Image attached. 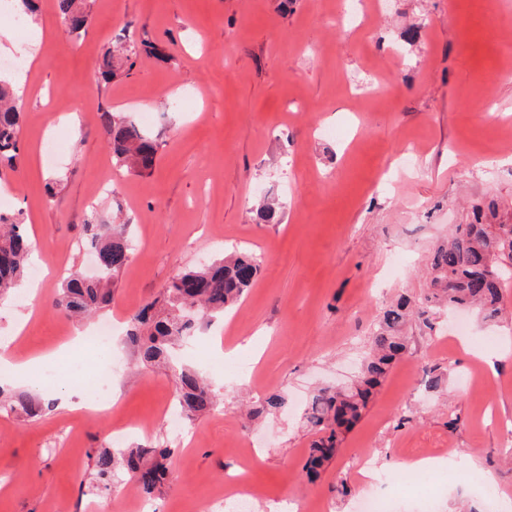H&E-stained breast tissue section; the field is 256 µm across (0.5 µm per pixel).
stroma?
<instances>
[{
  "mask_svg": "<svg viewBox=\"0 0 512 512\" xmlns=\"http://www.w3.org/2000/svg\"><path fill=\"white\" fill-rule=\"evenodd\" d=\"M33 32L44 63L19 78L24 94L21 154L0 171V190L21 211L46 277L36 299L0 298V337L19 356L58 348L84 325L53 307L64 273H94L84 243L91 217L127 226L131 261L104 317L112 341V405L94 415L54 409L23 420L0 413V512H225L227 492L284 512H357L365 490L358 466L375 461L380 495L414 512L391 462L435 448L460 454L465 468L493 475L498 496L483 499L453 481L434 512L475 506L512 512V466L502 453L512 420V356L483 362L512 342V286L500 322L440 308L432 328L412 322L408 354L347 434L315 482L303 466L319 435L305 418L312 392L350 384L385 306L429 286L434 244L475 209L512 211V0H364L337 28L338 0H93L91 23L71 38L55 0H37ZM153 44L157 55L115 61L116 44ZM492 98L496 111L480 104ZM140 121L160 143L146 174L118 167L100 114ZM60 138L55 161L44 145ZM418 147L416 169L401 153ZM54 183L47 195L46 183ZM278 203L260 219L258 203ZM263 258L241 303L202 325L196 338L219 356H250L253 372L218 373L195 357L219 403L175 435L166 410L177 402L164 370L136 376L141 361L127 340L131 318L159 298L178 270L211 264L232 249ZM23 334H16L18 324ZM70 357L96 375L107 361ZM438 368L441 390L424 387ZM289 404L254 421L247 397ZM142 421L131 446H169L168 478L151 496L133 485L87 492L92 450L112 427Z\"/></svg>",
  "mask_w": 512,
  "mask_h": 512,
  "instance_id": "1",
  "label": "stroma"
}]
</instances>
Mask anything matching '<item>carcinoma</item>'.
<instances>
[{
  "label": "carcinoma",
  "mask_w": 512,
  "mask_h": 512,
  "mask_svg": "<svg viewBox=\"0 0 512 512\" xmlns=\"http://www.w3.org/2000/svg\"><path fill=\"white\" fill-rule=\"evenodd\" d=\"M59 15L67 32L75 37L86 31L90 4L58 0ZM22 99L14 85L0 79V162L14 170L20 158L19 134ZM109 138L112 158L138 172L152 170L159 144L135 122L118 112L101 114ZM85 241L96 254L100 273L87 278L72 273L62 285L54 306L65 316H90L112 301V283L128 265L131 245L121 226L102 221L85 225ZM32 244L20 215L0 212V298L23 283L30 267ZM262 260L255 254L231 252L209 266L180 271L165 289L162 301L145 306L132 319L128 340L144 363L169 362L170 348L191 338L197 322L207 323L216 314L235 307L253 285ZM431 288L417 302L402 297L387 306L373 333L358 379L345 389L325 388L314 393L306 408L307 422L321 436L309 449L304 469L309 479L339 454L345 435L361 420L383 381L410 348L406 326L415 316L430 328L431 317L443 305L475 308L485 322L501 314L503 287L512 282V224L477 219L458 224L448 242L433 249L430 256ZM168 310L160 317L155 305ZM173 380L182 407L194 417L213 405L209 385L192 368H173ZM288 406L279 395L260 399L250 409L259 417ZM0 410L22 413L29 418L44 410V403L28 393H7L0 387ZM173 448L124 447L100 449L89 455L95 471L96 488L109 489L123 477L133 481L147 470L152 479L140 484L151 493L166 476L164 461Z\"/></svg>",
  "instance_id": "1"
}]
</instances>
